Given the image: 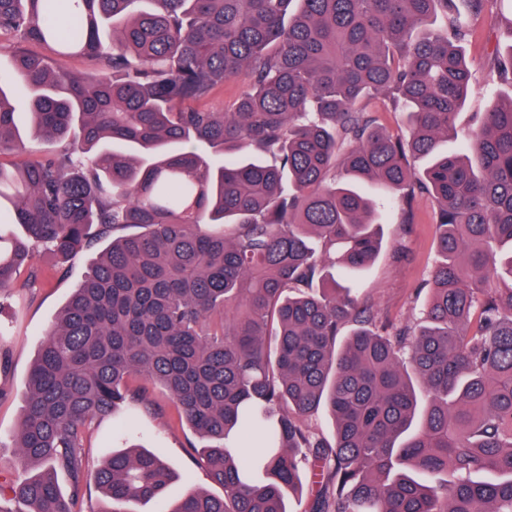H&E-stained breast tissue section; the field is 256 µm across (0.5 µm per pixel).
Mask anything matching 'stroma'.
I'll list each match as a JSON object with an SVG mask.
<instances>
[{
    "mask_svg": "<svg viewBox=\"0 0 512 512\" xmlns=\"http://www.w3.org/2000/svg\"><path fill=\"white\" fill-rule=\"evenodd\" d=\"M494 11L498 23L478 21L473 38L465 45L466 57L478 70L479 81L456 118L459 136L473 126L479 112L492 100L489 74L493 51L502 40L503 21L512 18V0H500ZM459 136L449 140V151L460 148ZM432 218L433 204L425 196L418 198L415 218L409 224L401 210L387 208L382 226L383 249L356 281L358 298L373 304L394 323L412 322L420 315L425 298L420 287L437 261ZM89 261V255L84 254L63 264L52 252L36 250L32 264L48 274L42 286L0 293V326L8 331L0 339V512H23L24 505L14 499L11 487L24 476L14 437L28 395L30 368L48 330L81 283ZM149 396L157 410L140 414L134 431L138 443L163 449L168 463L183 474V481L170 492V501H178L194 489L221 495V488L210 483L189 454L191 445L200 444V437L180 423L175 406L162 389H150Z\"/></svg>",
    "mask_w": 512,
    "mask_h": 512,
    "instance_id": "35a3bbf8",
    "label": "stroma"
}]
</instances>
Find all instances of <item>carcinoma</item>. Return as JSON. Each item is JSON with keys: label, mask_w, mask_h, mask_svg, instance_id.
<instances>
[{"label": "carcinoma", "mask_w": 512, "mask_h": 512, "mask_svg": "<svg viewBox=\"0 0 512 512\" xmlns=\"http://www.w3.org/2000/svg\"><path fill=\"white\" fill-rule=\"evenodd\" d=\"M492 2L0 0V156L23 146L18 94L53 146L0 163V291L39 246L64 263L97 250L30 369L25 512H77L95 422L123 433L153 384L223 489L161 512H288L308 471L312 512H512V95L442 149L476 80L462 44ZM74 56L106 76L68 70ZM243 72L230 106H206ZM492 80L512 83V44ZM380 98L407 133L376 123ZM360 182L409 222L416 196L435 202L411 324L339 282L383 244ZM320 411L330 441L308 424ZM178 479L160 448L94 475L114 504L162 502Z\"/></svg>", "instance_id": "obj_1"}]
</instances>
